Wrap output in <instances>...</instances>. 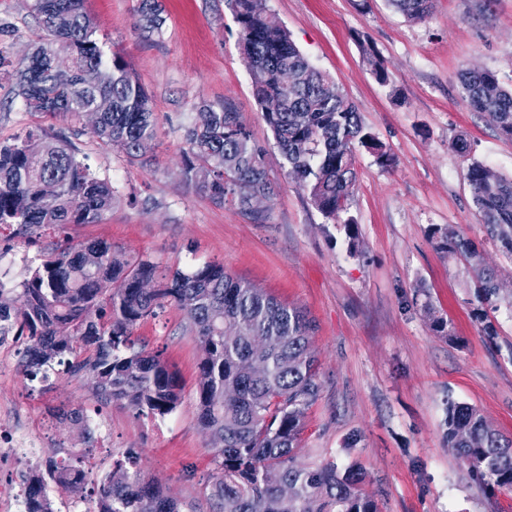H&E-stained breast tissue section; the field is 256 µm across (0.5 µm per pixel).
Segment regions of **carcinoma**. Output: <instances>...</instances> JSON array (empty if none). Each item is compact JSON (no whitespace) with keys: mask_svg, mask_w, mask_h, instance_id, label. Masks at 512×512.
<instances>
[{"mask_svg":"<svg viewBox=\"0 0 512 512\" xmlns=\"http://www.w3.org/2000/svg\"><path fill=\"white\" fill-rule=\"evenodd\" d=\"M138 27L161 33L155 0H137ZM238 40L252 78V92L281 153L311 204L328 219L346 210L356 184L355 152L362 147L389 165L383 143L334 78L315 67L290 39L266 0H231ZM405 17H429L432 0H390ZM41 34L24 68L14 70L0 49V80L13 84L27 111L74 115L98 97L112 99L94 135L130 160L143 156L155 136L148 96L124 58L98 37L85 0H34ZM73 55L67 70L54 67L60 46ZM462 97L512 138V89L489 70H467ZM182 174L218 202L227 195L255 217L252 200L272 189L265 150L231 104L206 108L200 123L184 130ZM58 185L44 200L41 185ZM467 179L486 234L512 256V178L482 163ZM116 192L66 145L44 129L0 141V231L30 239L67 224H95L112 209ZM431 238L471 264L477 287L473 315L483 335L497 327L487 314L500 295L497 274L482 266L475 244L450 227L434 226ZM13 308L0 307V335H27L23 366L32 379H48L53 365L73 376L94 373L98 395L143 415L163 417L180 404L177 374L161 353L135 349L134 328L167 307H177L198 337L202 357L197 383L201 430L222 439L209 497L214 512H378L362 491L359 473L334 464H296L305 411L319 397L313 325L303 310L277 301L208 262L170 274L149 259L128 260L98 240L52 243L28 267ZM448 448L469 463L472 480L494 496L512 490V440L475 408L448 399L444 421ZM70 461L47 459L26 490L25 512H54L49 484L69 490L82 482ZM98 512H182L181 503L146 481L136 461L113 463L98 489Z\"/></svg>","mask_w":512,"mask_h":512,"instance_id":"cac0c4a2","label":"carcinoma"}]
</instances>
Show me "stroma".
Instances as JSON below:
<instances>
[{"mask_svg": "<svg viewBox=\"0 0 512 512\" xmlns=\"http://www.w3.org/2000/svg\"><path fill=\"white\" fill-rule=\"evenodd\" d=\"M135 0H87L90 17L120 51L145 88L156 134L143 159L103 147L84 117L26 112L11 83L0 81V140L36 127L73 149L117 200L97 224L47 230L36 241L0 236V284L18 287L42 246L103 240L129 258L188 269L220 261L227 273L300 307L312 321L320 396L306 410L296 462L359 468L361 487L379 512H512V492L484 494L467 463L449 450L443 421L448 401L478 409L512 437V258L487 238L467 180L471 162L512 176V139L461 97V75L488 69L512 85V0H434L432 14L411 21L389 0H266L301 52L336 79L364 124L385 144L390 166L356 151L357 182L344 219L328 221L287 175L251 87L226 0H159L164 25L144 38ZM33 0H0V33L13 67L23 66L41 28ZM383 61L377 81L366 53ZM231 104L266 148L273 193L257 205L261 220L232 200L215 204L182 175L183 133L203 106ZM464 138L468 155L450 147ZM358 228L350 251L345 219ZM450 226L476 245L499 272L502 300L487 338L472 316L476 279L459 255L438 248L431 226ZM445 323L436 331L434 320ZM136 347L161 352L182 383L169 415L151 418L99 397L64 367L47 381L20 365L24 336L0 337V408L8 429L43 434V457L94 452L105 478L114 461L133 456L146 478L184 504L209 512L207 492L216 454L196 420L202 352L183 313L170 306L141 320ZM81 410L84 420L64 419ZM107 419L108 447L89 422ZM355 447H347L349 437Z\"/></svg>", "mask_w": 512, "mask_h": 512, "instance_id": "1", "label": "stroma"}]
</instances>
